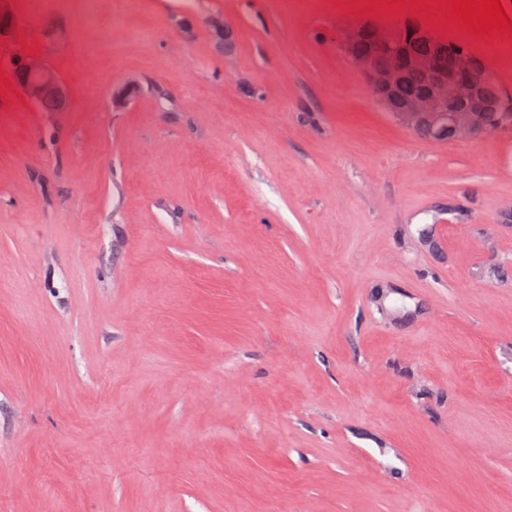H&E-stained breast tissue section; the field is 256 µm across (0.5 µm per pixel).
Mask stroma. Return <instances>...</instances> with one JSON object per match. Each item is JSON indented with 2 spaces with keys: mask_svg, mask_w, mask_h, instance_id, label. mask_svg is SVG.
<instances>
[{
  "mask_svg": "<svg viewBox=\"0 0 512 512\" xmlns=\"http://www.w3.org/2000/svg\"><path fill=\"white\" fill-rule=\"evenodd\" d=\"M70 2L0 37V512H512V126L406 129L336 34L427 24L511 95L512 39ZM17 83L32 104L39 107L47 99L56 102L59 111L69 104L66 86L59 76L44 64L27 59L18 70Z\"/></svg>",
  "mask_w": 512,
  "mask_h": 512,
  "instance_id": "35a3bbf8",
  "label": "stroma"
}]
</instances>
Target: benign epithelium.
I'll list each match as a JSON object with an SVG mask.
<instances>
[{
	"label": "benign epithelium",
	"instance_id": "7a95c632",
	"mask_svg": "<svg viewBox=\"0 0 512 512\" xmlns=\"http://www.w3.org/2000/svg\"><path fill=\"white\" fill-rule=\"evenodd\" d=\"M424 40L433 49L431 54H411L402 40L403 35ZM337 40L348 52L364 40L370 53L355 57L375 100L406 128L426 131L435 141L463 140L480 137L502 127L491 123L489 115L500 111V103L490 101L483 92L477 57L459 50L453 63L440 62L435 52L443 41L413 21L384 27L357 23L337 33ZM388 54L389 62L379 65L375 56ZM421 78L427 92L398 100L397 94L408 76ZM17 83L35 106L47 99L56 102L63 111L69 104L66 86L59 76L44 64L26 60L18 70Z\"/></svg>",
	"mask_w": 512,
	"mask_h": 512
}]
</instances>
